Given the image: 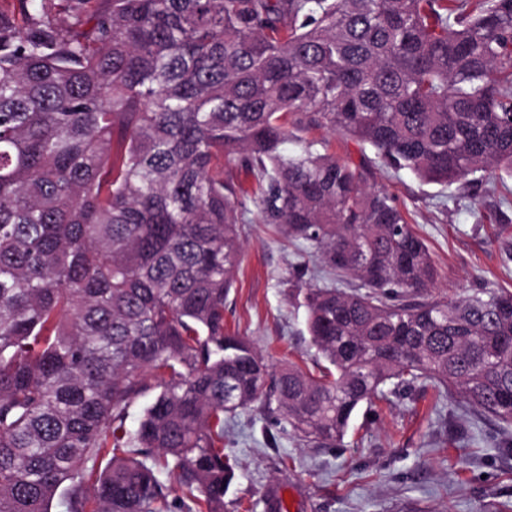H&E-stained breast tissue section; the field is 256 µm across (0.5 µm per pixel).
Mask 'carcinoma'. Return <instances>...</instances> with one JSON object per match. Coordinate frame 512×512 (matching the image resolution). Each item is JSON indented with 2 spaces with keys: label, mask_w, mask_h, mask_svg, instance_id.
I'll return each mask as SVG.
<instances>
[{
  "label": "carcinoma",
  "mask_w": 512,
  "mask_h": 512,
  "mask_svg": "<svg viewBox=\"0 0 512 512\" xmlns=\"http://www.w3.org/2000/svg\"><path fill=\"white\" fill-rule=\"evenodd\" d=\"M23 3V28L0 11V512H225L224 425L256 402L315 448L427 382L512 429V291L422 299L396 198L295 134L512 204V0H103L72 28ZM249 202L355 284L307 289L316 375L224 325ZM295 133L303 138L324 139L330 153H336L337 158L356 165L366 164L367 158H374V153L370 148H366L364 151L356 141L336 131L321 128L304 132L295 131Z\"/></svg>",
  "instance_id": "cac0c4a2"
}]
</instances>
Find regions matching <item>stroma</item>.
<instances>
[{
  "instance_id": "35a3bbf8",
  "label": "stroma",
  "mask_w": 512,
  "mask_h": 512,
  "mask_svg": "<svg viewBox=\"0 0 512 512\" xmlns=\"http://www.w3.org/2000/svg\"><path fill=\"white\" fill-rule=\"evenodd\" d=\"M371 181L394 195L436 264L433 296L455 300L482 288L512 290V205L486 193L419 181L406 170L371 167ZM243 261L224 311L271 366L311 367L303 289L320 284L316 265L296 278L299 247L242 219ZM237 459L227 512H267L268 493L287 512H498L512 501V448L496 423L457 398L420 386L357 413L340 445L299 444L253 405L225 428Z\"/></svg>"
}]
</instances>
